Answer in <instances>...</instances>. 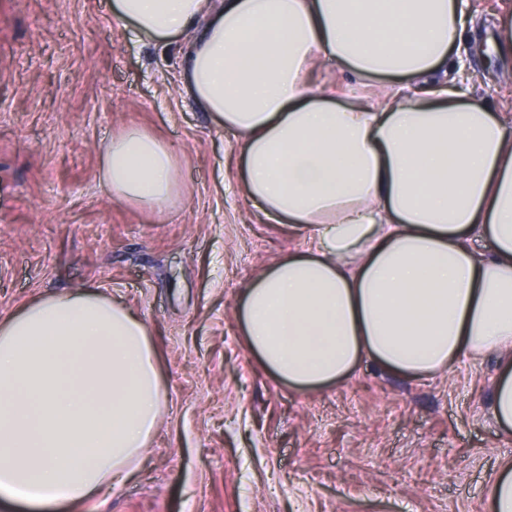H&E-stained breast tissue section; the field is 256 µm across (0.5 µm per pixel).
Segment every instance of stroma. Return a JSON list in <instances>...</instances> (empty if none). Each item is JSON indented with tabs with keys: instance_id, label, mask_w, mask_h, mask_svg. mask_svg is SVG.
<instances>
[{
	"instance_id": "35a3bbf8",
	"label": "stroma",
	"mask_w": 512,
	"mask_h": 512,
	"mask_svg": "<svg viewBox=\"0 0 512 512\" xmlns=\"http://www.w3.org/2000/svg\"><path fill=\"white\" fill-rule=\"evenodd\" d=\"M469 4L464 76L512 113V60L493 27L512 0ZM187 45L140 40L111 0H0V319L40 295L100 289L149 327L167 393L135 478L51 512H483L512 463L492 413L496 354L421 379L366 359L345 382L299 390L249 352L239 291L308 231L264 223L245 198L232 135L183 90ZM130 126L180 161L163 211L98 179L102 147Z\"/></svg>"
}]
</instances>
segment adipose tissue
<instances>
[{
  "label": "adipose tissue",
  "mask_w": 512,
  "mask_h": 512,
  "mask_svg": "<svg viewBox=\"0 0 512 512\" xmlns=\"http://www.w3.org/2000/svg\"><path fill=\"white\" fill-rule=\"evenodd\" d=\"M468 0H112L164 48L189 37L186 94L235 138L245 193L310 242L243 288L238 319L289 386L349 379L362 358L423 378L501 358L493 414L512 429V114L449 63ZM395 79L378 101L322 92V62ZM175 153L128 127L99 180L150 211L179 194ZM490 239V255L472 242ZM166 389L151 333L100 291L41 296L0 320V499L83 503L137 472Z\"/></svg>",
  "instance_id": "ef3b65f1"
}]
</instances>
